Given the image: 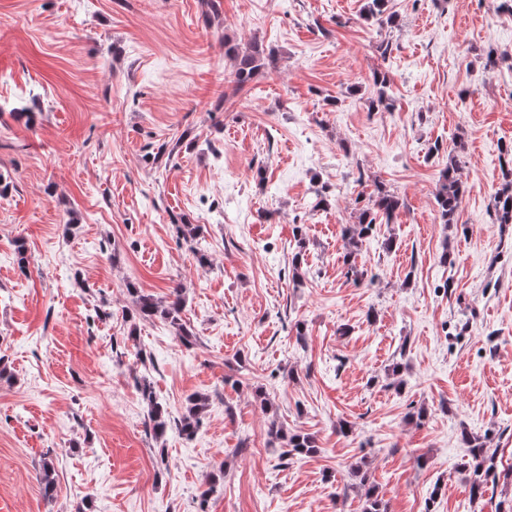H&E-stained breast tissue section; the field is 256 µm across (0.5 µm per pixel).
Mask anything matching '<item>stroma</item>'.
<instances>
[{
  "label": "stroma",
  "instance_id": "obj_1",
  "mask_svg": "<svg viewBox=\"0 0 512 512\" xmlns=\"http://www.w3.org/2000/svg\"><path fill=\"white\" fill-rule=\"evenodd\" d=\"M219 2L0 0V512H362L369 485L386 512H512V224L488 208L512 10L390 0L382 27L366 0ZM254 38L275 64L235 89L224 43ZM379 185L404 205L356 281L342 230ZM131 284L182 289L192 345L132 316ZM138 377L175 420L208 396L193 437H153ZM274 424L317 453L283 456ZM465 432L497 451L476 500ZM389 0H367L364 6V18L374 19L380 25L395 26L396 15L389 12ZM459 163L456 156L448 155V164L442 170L441 179L436 188L435 200L439 216L444 224H451L464 196L465 188L456 177Z\"/></svg>",
  "mask_w": 512,
  "mask_h": 512
}]
</instances>
